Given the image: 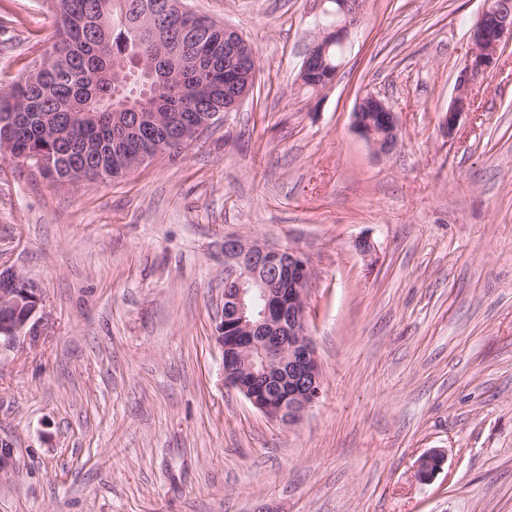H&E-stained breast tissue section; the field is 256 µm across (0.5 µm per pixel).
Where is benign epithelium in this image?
<instances>
[{
	"instance_id": "obj_1",
	"label": "benign epithelium",
	"mask_w": 512,
	"mask_h": 512,
	"mask_svg": "<svg viewBox=\"0 0 512 512\" xmlns=\"http://www.w3.org/2000/svg\"><path fill=\"white\" fill-rule=\"evenodd\" d=\"M357 21L351 15L321 27L325 46L341 45ZM512 38V5L485 8L471 30L473 51L457 79L455 96L442 120L452 135L471 106V87L489 75L500 45ZM233 30L224 28V87L245 86L230 112L257 81L236 47ZM212 120L183 129L177 141L156 144L179 151ZM353 124L378 156L389 154L399 139V123L388 103L375 94L358 99ZM312 273L307 257L296 248L274 246L240 235L224 237V314L216 325L224 355V382L240 392L267 418L292 426L299 423L322 394V371L307 325V298ZM41 288L11 270L0 271V350L36 346L45 330ZM444 455L434 451L415 464V477L428 482L442 470Z\"/></svg>"
}]
</instances>
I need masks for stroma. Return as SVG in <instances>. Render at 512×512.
<instances>
[{
    "label": "stroma",
    "instance_id": "1",
    "mask_svg": "<svg viewBox=\"0 0 512 512\" xmlns=\"http://www.w3.org/2000/svg\"><path fill=\"white\" fill-rule=\"evenodd\" d=\"M187 6L256 52L236 111L117 180L0 156V269L46 318L38 346L0 352V512H512V40L446 136L485 0H366L314 91L313 0ZM50 22L44 0H0V87ZM368 93L398 116L386 157L353 125ZM228 235L310 262L324 385L294 427L224 383ZM343 48L342 46L334 45L329 48L326 55V65L322 67V70L317 75L309 77L306 81V86L311 88L324 87L327 82H332L336 77V68H340L342 63ZM323 78L326 80L323 81ZM444 455L434 451L422 455L415 464V477L420 482H428L442 470Z\"/></svg>",
    "mask_w": 512,
    "mask_h": 512
}]
</instances>
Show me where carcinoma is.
I'll return each instance as SVG.
<instances>
[{"instance_id": "carcinoma-1", "label": "carcinoma", "mask_w": 512, "mask_h": 512, "mask_svg": "<svg viewBox=\"0 0 512 512\" xmlns=\"http://www.w3.org/2000/svg\"><path fill=\"white\" fill-rule=\"evenodd\" d=\"M53 25L40 63L41 79L33 83L24 75L0 90V117L14 110L20 101L31 105V119L12 129L0 125V137L10 144L12 159L33 163L36 156L46 161L43 174H57L63 182L75 164L102 166L114 179L132 169L122 161L132 149L176 133V122L185 117H201L224 111V59H219L212 79L204 84L184 77L185 89L163 86L167 108L150 133L131 130L113 135L110 113L128 115L132 126L135 110L144 91L143 72L150 65L167 73L165 50L178 48L188 61L209 56L224 38L219 25L189 10L179 8V0H51ZM343 48H329L326 65L309 77L311 88L325 86L336 77ZM85 105L96 112V122L82 126L71 113ZM53 117L47 129L39 113Z\"/></svg>"}]
</instances>
